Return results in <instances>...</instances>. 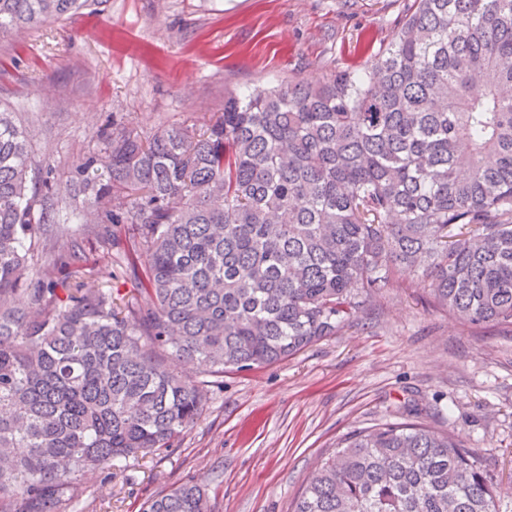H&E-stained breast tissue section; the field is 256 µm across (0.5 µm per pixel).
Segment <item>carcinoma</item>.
Segmentation results:
<instances>
[{"label": "carcinoma", "instance_id": "obj_1", "mask_svg": "<svg viewBox=\"0 0 512 512\" xmlns=\"http://www.w3.org/2000/svg\"><path fill=\"white\" fill-rule=\"evenodd\" d=\"M88 2L0 0V34ZM399 25L361 73L149 134L112 123L75 167L92 228L52 223L0 108V512H72L86 472L171 448L208 377L335 335L400 271L463 327L512 326V0H412ZM90 237L135 288L99 282ZM142 512L214 510L191 478ZM293 512H512V486L458 432L385 422L340 438Z\"/></svg>", "mask_w": 512, "mask_h": 512}]
</instances>
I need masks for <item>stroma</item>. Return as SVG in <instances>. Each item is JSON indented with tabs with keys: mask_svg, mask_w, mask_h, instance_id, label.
I'll return each instance as SVG.
<instances>
[{
	"mask_svg": "<svg viewBox=\"0 0 512 512\" xmlns=\"http://www.w3.org/2000/svg\"><path fill=\"white\" fill-rule=\"evenodd\" d=\"M407 0H95L68 19L0 36V104L30 133L78 224L75 166L119 121L143 132L201 121L229 94L362 70L397 35ZM399 275L336 333L297 355L225 372L168 451L84 476L74 512H140L173 484H207L218 512H291L317 462L355 430L406 420L454 429L512 484V327L469 330Z\"/></svg>",
	"mask_w": 512,
	"mask_h": 512,
	"instance_id": "obj_1",
	"label": "stroma"
}]
</instances>
